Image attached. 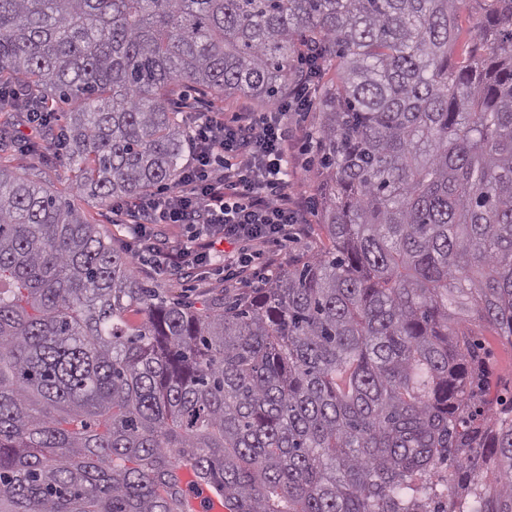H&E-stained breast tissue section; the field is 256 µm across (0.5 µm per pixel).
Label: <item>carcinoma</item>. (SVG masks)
<instances>
[{"label":"carcinoma","instance_id":"cac0c4a2","mask_svg":"<svg viewBox=\"0 0 512 512\" xmlns=\"http://www.w3.org/2000/svg\"><path fill=\"white\" fill-rule=\"evenodd\" d=\"M0 0L4 111L67 106L69 192L176 188L187 84L322 87L330 247L220 308L162 300L68 195L0 169V512H512V0ZM454 463L452 482L441 466ZM493 461L491 484L479 474ZM486 9L487 5L483 0H466L459 5L458 22L461 34L450 52L448 63L455 62L463 48L482 42ZM487 364V398L492 406L505 403L512 395V347L489 329L475 328Z\"/></svg>","mask_w":512,"mask_h":512}]
</instances>
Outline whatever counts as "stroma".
Wrapping results in <instances>:
<instances>
[{"instance_id": "stroma-1", "label": "stroma", "mask_w": 512, "mask_h": 512, "mask_svg": "<svg viewBox=\"0 0 512 512\" xmlns=\"http://www.w3.org/2000/svg\"><path fill=\"white\" fill-rule=\"evenodd\" d=\"M486 9L485 0H462L458 10L461 34L450 52L451 58H458L463 48L482 41ZM320 121L321 114L315 109L288 115L295 135L289 146L288 159L290 191L298 201L302 221L299 238L282 249L258 242L244 245L227 239L220 246L221 256L211 258L203 265H189L175 272L155 271L150 256L143 254L137 262L140 278L168 299L190 302L198 308L219 306L262 285L260 277L239 271L236 260L242 253L259 256L272 272L278 273L309 260L324 249L328 240L318 208L324 180L312 137ZM0 166L21 172H37L42 183L53 189L65 188L74 178L73 171L64 166L58 143L51 140L45 141L42 152L38 154L30 153L22 141H14L8 151H0ZM73 201L84 211L90 223L105 232L114 248L128 250L131 230L121 218L113 215L111 206L99 204L86 193L74 196ZM478 335L487 364V398L497 406L512 398V345L487 329L479 330Z\"/></svg>"}]
</instances>
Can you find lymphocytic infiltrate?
<instances>
[{
  "instance_id": "1",
  "label": "lymphocytic infiltrate",
  "mask_w": 512,
  "mask_h": 512,
  "mask_svg": "<svg viewBox=\"0 0 512 512\" xmlns=\"http://www.w3.org/2000/svg\"><path fill=\"white\" fill-rule=\"evenodd\" d=\"M292 131L281 112L195 113L193 161L178 190L113 206L134 224L136 241L154 220L195 224L201 250L224 239L286 246L298 209L288 192L285 148Z\"/></svg>"
}]
</instances>
